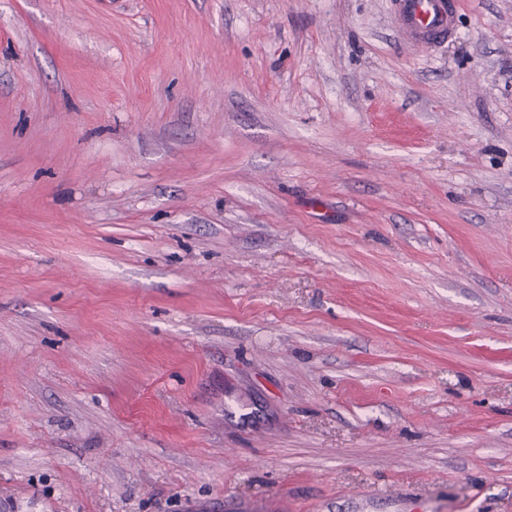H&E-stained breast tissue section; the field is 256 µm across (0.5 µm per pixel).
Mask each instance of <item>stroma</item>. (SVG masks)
<instances>
[{
    "mask_svg": "<svg viewBox=\"0 0 512 512\" xmlns=\"http://www.w3.org/2000/svg\"><path fill=\"white\" fill-rule=\"evenodd\" d=\"M0 0V512H512V0ZM397 27L412 47L429 51L457 33L459 0H390Z\"/></svg>",
    "mask_w": 512,
    "mask_h": 512,
    "instance_id": "stroma-1",
    "label": "stroma"
}]
</instances>
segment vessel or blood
<instances>
[{"label": "vessel or blood", "mask_w": 512, "mask_h": 512, "mask_svg": "<svg viewBox=\"0 0 512 512\" xmlns=\"http://www.w3.org/2000/svg\"><path fill=\"white\" fill-rule=\"evenodd\" d=\"M397 27L415 49L428 51L457 33L459 0H390Z\"/></svg>", "instance_id": "1"}]
</instances>
